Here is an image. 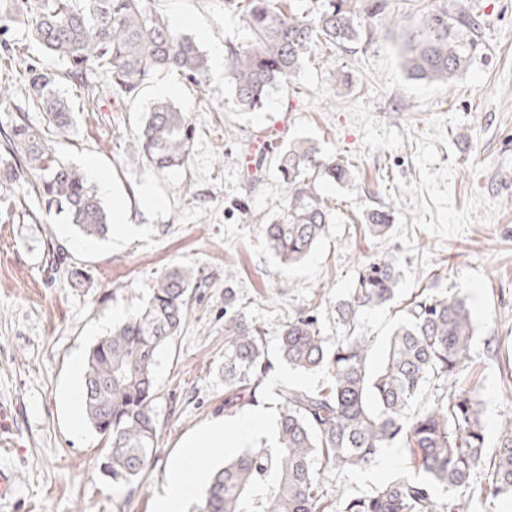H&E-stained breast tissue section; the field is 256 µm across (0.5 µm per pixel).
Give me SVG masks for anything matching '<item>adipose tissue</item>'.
<instances>
[{"instance_id": "adipose-tissue-1", "label": "adipose tissue", "mask_w": 512, "mask_h": 512, "mask_svg": "<svg viewBox=\"0 0 512 512\" xmlns=\"http://www.w3.org/2000/svg\"><path fill=\"white\" fill-rule=\"evenodd\" d=\"M261 428V418L248 415L243 418L234 437H226L224 424L219 420L192 435L168 470L155 512H185L204 478L198 464L200 455L210 448L240 447L245 439L251 438Z\"/></svg>"}]
</instances>
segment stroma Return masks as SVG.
I'll use <instances>...</instances> for the list:
<instances>
[{
	"mask_svg": "<svg viewBox=\"0 0 512 512\" xmlns=\"http://www.w3.org/2000/svg\"><path fill=\"white\" fill-rule=\"evenodd\" d=\"M167 19L192 18L185 34L209 55L210 82L200 89L169 75L144 86L126 110L112 98L82 109L80 93L65 87L75 112L72 132L57 136L59 159L78 168L94 161L109 176L105 204L122 200L134 232L89 241L58 215H45L34 198L0 187V405L10 409L13 444L0 446V469L14 473L15 489L0 512H155V500L184 442L220 420L234 431L244 415L262 413L272 438L279 389H317L325 371L300 373L279 363L278 336L293 313L312 311L328 346L344 329L336 304L345 298L362 261L399 256L402 277L394 302L360 316L379 361L412 294L421 288L467 300L475 338L464 375L479 390L486 447L494 449L501 420L512 417V0H383L368 19L374 40L336 54L335 70L308 66L263 110L244 112L224 81L215 48L241 43L244 22L225 12L224 0H155ZM474 13L467 35L470 64L450 83L417 82L400 66L404 31L429 7ZM171 84L170 101L195 127L186 167L157 174L124 159L122 146L143 112ZM283 140L311 139L323 155L350 159V182H319L332 208L331 230L297 266L283 268L265 248L260 222L283 195L267 173L252 195L241 149L258 131ZM164 200L143 208V187ZM390 207L386 237L366 234L368 212ZM62 247L74 269L90 279L70 288L51 274L50 246ZM193 268L199 289L190 320L164 349L155 368L158 448L138 487L113 483L103 472L104 443L79 417L69 394L81 378L74 361L120 315L132 313L165 269ZM239 299V314L264 332L276 366L254 407L224 410V290ZM406 463L387 449L367 471L329 475L332 494L370 492Z\"/></svg>",
	"mask_w": 512,
	"mask_h": 512,
	"instance_id": "stroma-1",
	"label": "stroma"
}]
</instances>
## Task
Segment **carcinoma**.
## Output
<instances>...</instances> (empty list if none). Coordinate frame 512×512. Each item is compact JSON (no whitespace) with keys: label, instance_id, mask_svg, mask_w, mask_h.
<instances>
[{"label":"carcinoma","instance_id":"obj_1","mask_svg":"<svg viewBox=\"0 0 512 512\" xmlns=\"http://www.w3.org/2000/svg\"><path fill=\"white\" fill-rule=\"evenodd\" d=\"M382 9L379 0H224L241 15L245 44L224 50V77L238 105L264 106L291 75L309 63L332 67L336 52L361 37L365 17ZM23 24L43 51L63 63L46 69L17 42L4 38ZM475 25L470 13L432 9L399 51L408 77L447 82L464 72ZM321 48L316 55L313 48ZM0 185L22 189L47 212L63 213L83 237L109 232V214L84 172L57 157L50 133L63 134L75 115L60 88L80 86L85 111L98 110L103 93L127 103L147 80L175 74L198 88L209 82L206 54L173 28L151 0H0ZM19 85L28 108L11 107ZM42 114L32 122L29 110ZM193 131L187 113L158 101L145 113L129 145V158L159 174L187 165ZM244 190L256 189L275 171L284 186L275 214L261 225L264 242L279 262L300 264L330 231L329 205L316 181L354 177V164L321 155L309 140L271 147L249 161ZM391 228V213L366 217L376 236ZM53 270L69 287L82 273L66 266L62 248L52 250ZM399 257L387 252L363 265L347 299L336 305L345 335L330 349L318 318L288 317L279 337V359L300 372L327 371L317 391L288 388L279 393L276 442L246 449L218 468L199 512H464L461 492L473 489L489 507L512 502V417L498 426L497 452L487 458L486 426L477 390L461 380L475 336L468 302L455 295L423 291L408 304L382 361L372 366L371 340L361 331L362 312L395 298ZM202 280L176 266L161 273L141 307L94 343L86 357L81 411L106 441V470L112 482L133 486L157 453L154 371L162 350L181 333ZM236 295L224 289V409L257 402L274 368L257 327L234 314ZM429 400L413 409L425 391ZM404 449L407 467L363 496H329L321 490L326 471L343 474L376 464L387 448ZM488 473L472 487L473 476Z\"/></svg>","mask_w":512,"mask_h":512}]
</instances>
